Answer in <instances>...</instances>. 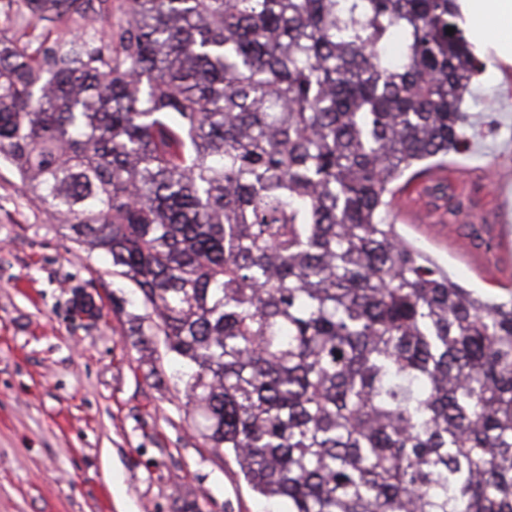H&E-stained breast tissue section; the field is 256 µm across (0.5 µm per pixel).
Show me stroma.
<instances>
[{"label": "stroma", "instance_id": "35a3bbf8", "mask_svg": "<svg viewBox=\"0 0 512 512\" xmlns=\"http://www.w3.org/2000/svg\"><path fill=\"white\" fill-rule=\"evenodd\" d=\"M456 174L409 189L399 232L476 293L512 289V74L477 80ZM456 198L471 222L448 224ZM91 295L100 318L74 316ZM134 285L87 256L0 163V512H282L207 447Z\"/></svg>", "mask_w": 512, "mask_h": 512}]
</instances>
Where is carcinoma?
I'll use <instances>...</instances> for the list:
<instances>
[{
    "label": "carcinoma",
    "instance_id": "obj_1",
    "mask_svg": "<svg viewBox=\"0 0 512 512\" xmlns=\"http://www.w3.org/2000/svg\"><path fill=\"white\" fill-rule=\"evenodd\" d=\"M122 7L0 35V156L152 307L202 438L288 512H512V290L452 280L388 199L468 139L454 0Z\"/></svg>",
    "mask_w": 512,
    "mask_h": 512
}]
</instances>
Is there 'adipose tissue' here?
Instances as JSON below:
<instances>
[{"instance_id":"adipose-tissue-1","label":"adipose tissue","mask_w":512,"mask_h":512,"mask_svg":"<svg viewBox=\"0 0 512 512\" xmlns=\"http://www.w3.org/2000/svg\"><path fill=\"white\" fill-rule=\"evenodd\" d=\"M470 43L503 67L512 66V0H456Z\"/></svg>"}]
</instances>
